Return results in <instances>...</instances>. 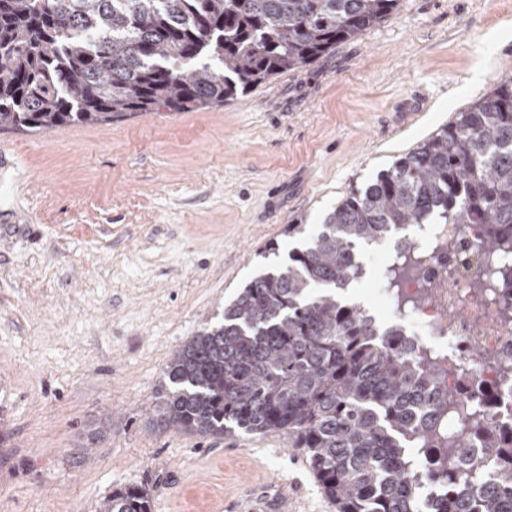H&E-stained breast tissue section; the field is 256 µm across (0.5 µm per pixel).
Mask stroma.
Instances as JSON below:
<instances>
[{"mask_svg": "<svg viewBox=\"0 0 512 512\" xmlns=\"http://www.w3.org/2000/svg\"><path fill=\"white\" fill-rule=\"evenodd\" d=\"M510 79L512 0H399L218 107L0 132V512H100L131 485L151 512H337L282 434L154 425L162 372L351 182Z\"/></svg>", "mask_w": 512, "mask_h": 512, "instance_id": "1", "label": "stroma"}]
</instances>
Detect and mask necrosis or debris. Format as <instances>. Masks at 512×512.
Segmentation results:
<instances>
[{"label": "necrosis or debris", "mask_w": 512, "mask_h": 512, "mask_svg": "<svg viewBox=\"0 0 512 512\" xmlns=\"http://www.w3.org/2000/svg\"><path fill=\"white\" fill-rule=\"evenodd\" d=\"M484 230L408 224L363 250L360 283L455 393L438 423L445 437L468 434L483 388L496 393L489 422L512 424V254H485Z\"/></svg>", "instance_id": "necrosis-or-debris-1"}]
</instances>
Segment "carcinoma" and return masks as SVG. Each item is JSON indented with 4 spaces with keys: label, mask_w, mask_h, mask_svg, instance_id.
Listing matches in <instances>:
<instances>
[{
    "label": "carcinoma",
    "mask_w": 512,
    "mask_h": 512,
    "mask_svg": "<svg viewBox=\"0 0 512 512\" xmlns=\"http://www.w3.org/2000/svg\"><path fill=\"white\" fill-rule=\"evenodd\" d=\"M398 0H0V132L101 125L222 106L364 35ZM486 224V253L512 247V80L375 178L351 184L288 263L254 277L173 353L156 423L200 435L287 436L338 512H512V427L480 452L436 421L454 393L398 327L341 298L361 247L403 224ZM421 478L447 485L421 503ZM101 512H151L138 486Z\"/></svg>",
    "instance_id": "1"
}]
</instances>
